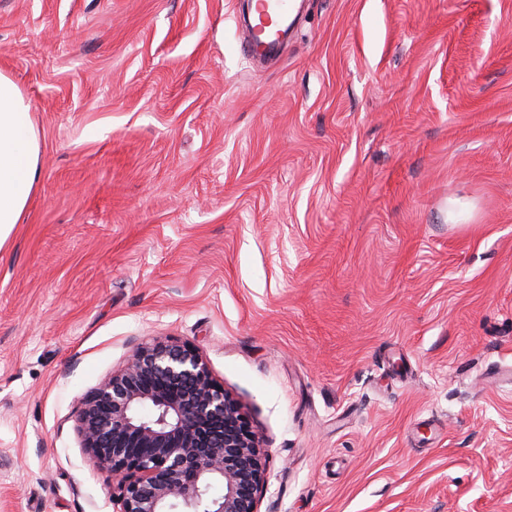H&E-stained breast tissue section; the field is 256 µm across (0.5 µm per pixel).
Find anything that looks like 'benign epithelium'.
Masks as SVG:
<instances>
[{
  "instance_id": "obj_1",
  "label": "benign epithelium",
  "mask_w": 512,
  "mask_h": 512,
  "mask_svg": "<svg viewBox=\"0 0 512 512\" xmlns=\"http://www.w3.org/2000/svg\"><path fill=\"white\" fill-rule=\"evenodd\" d=\"M76 433L113 512H260L263 439L186 343L156 336L136 347L83 399Z\"/></svg>"
}]
</instances>
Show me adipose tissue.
I'll return each mask as SVG.
<instances>
[{
	"label": "adipose tissue",
	"mask_w": 512,
	"mask_h": 512,
	"mask_svg": "<svg viewBox=\"0 0 512 512\" xmlns=\"http://www.w3.org/2000/svg\"><path fill=\"white\" fill-rule=\"evenodd\" d=\"M39 174L30 106L13 79L0 72V246L20 222Z\"/></svg>",
	"instance_id": "1"
}]
</instances>
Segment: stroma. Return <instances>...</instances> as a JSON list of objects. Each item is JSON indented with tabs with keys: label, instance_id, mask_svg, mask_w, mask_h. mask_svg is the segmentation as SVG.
<instances>
[{
	"label": "stroma",
	"instance_id": "35a3bbf8",
	"mask_svg": "<svg viewBox=\"0 0 512 512\" xmlns=\"http://www.w3.org/2000/svg\"><path fill=\"white\" fill-rule=\"evenodd\" d=\"M0 0L40 176L0 247V512H112L77 410L156 336L261 512H512V0ZM291 2V0H256L254 10L258 16L259 24L271 26L273 23L271 17L286 21L290 10L293 8Z\"/></svg>",
	"mask_w": 512,
	"mask_h": 512
}]
</instances>
